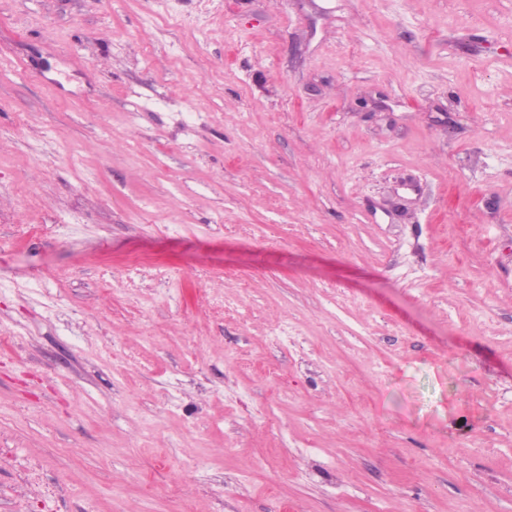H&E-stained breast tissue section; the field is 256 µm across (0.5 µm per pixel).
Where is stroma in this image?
Instances as JSON below:
<instances>
[{
	"label": "stroma",
	"instance_id": "1",
	"mask_svg": "<svg viewBox=\"0 0 512 512\" xmlns=\"http://www.w3.org/2000/svg\"><path fill=\"white\" fill-rule=\"evenodd\" d=\"M281 500L512 512V0H0V512Z\"/></svg>",
	"mask_w": 512,
	"mask_h": 512
}]
</instances>
